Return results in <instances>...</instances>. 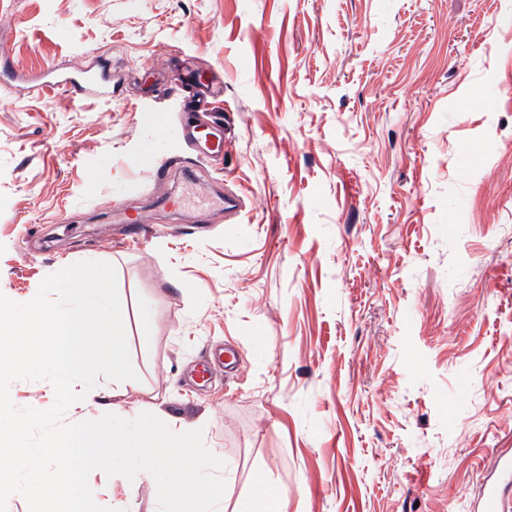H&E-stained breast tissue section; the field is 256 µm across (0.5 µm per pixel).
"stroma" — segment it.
Segmentation results:
<instances>
[{"instance_id": "obj_1", "label": "stroma", "mask_w": 512, "mask_h": 512, "mask_svg": "<svg viewBox=\"0 0 512 512\" xmlns=\"http://www.w3.org/2000/svg\"><path fill=\"white\" fill-rule=\"evenodd\" d=\"M0 49V293L94 260L128 303L137 380L65 422L202 430L227 512L259 475L273 512H471L512 453V0H0ZM107 64L108 98L30 89ZM191 65L224 86L194 173L248 197L232 224L154 205L188 189ZM148 205L131 241L119 211ZM222 346L235 378L189 387ZM89 484L158 508L143 477ZM187 153L197 160L219 159L224 155V126L218 123H193L181 129Z\"/></svg>"}]
</instances>
